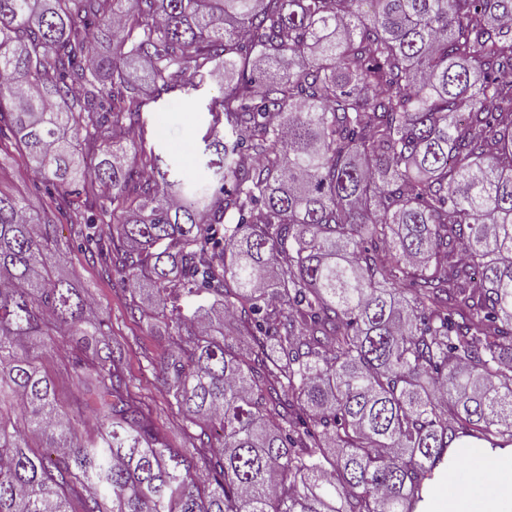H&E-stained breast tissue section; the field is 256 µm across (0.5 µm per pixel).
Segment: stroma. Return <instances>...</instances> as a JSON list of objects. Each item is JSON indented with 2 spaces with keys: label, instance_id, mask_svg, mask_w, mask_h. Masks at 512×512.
<instances>
[{
  "label": "stroma",
  "instance_id": "1",
  "mask_svg": "<svg viewBox=\"0 0 512 512\" xmlns=\"http://www.w3.org/2000/svg\"><path fill=\"white\" fill-rule=\"evenodd\" d=\"M216 84H206L196 101L174 92L162 95L150 104L148 141L157 152L173 158L186 170H193L200 158L199 148L208 116L204 111ZM0 190L26 198L33 209L44 210L51 200L34 178L31 165L24 161H5L0 166ZM79 225L62 220L56 236L63 247L61 264L77 284L86 288L106 314V334L111 342L125 348L127 371L140 385V392L153 409L154 421L161 433L176 448L190 447L192 440L184 418L171 410L162 393L154 367L167 351L164 324L159 320L141 318L130 308V295L109 262L90 254L79 243Z\"/></svg>",
  "mask_w": 512,
  "mask_h": 512
}]
</instances>
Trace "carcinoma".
<instances>
[{"label":"carcinoma","instance_id":"obj_1","mask_svg":"<svg viewBox=\"0 0 512 512\" xmlns=\"http://www.w3.org/2000/svg\"><path fill=\"white\" fill-rule=\"evenodd\" d=\"M502 18L512 0H0V123L56 193L39 214L0 192V512H415L443 452L511 448ZM133 60L163 93L224 74L197 173L127 160L152 102ZM73 195L161 312L188 453L59 270ZM61 336L68 411L35 357Z\"/></svg>","mask_w":512,"mask_h":512}]
</instances>
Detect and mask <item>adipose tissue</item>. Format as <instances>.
Masks as SVG:
<instances>
[{
	"mask_svg": "<svg viewBox=\"0 0 512 512\" xmlns=\"http://www.w3.org/2000/svg\"><path fill=\"white\" fill-rule=\"evenodd\" d=\"M509 489L512 490V470H501L479 458L474 468L452 478L451 506L454 512H495L497 498Z\"/></svg>",
	"mask_w": 512,
	"mask_h": 512,
	"instance_id": "ef3b65f1",
	"label": "adipose tissue"
}]
</instances>
